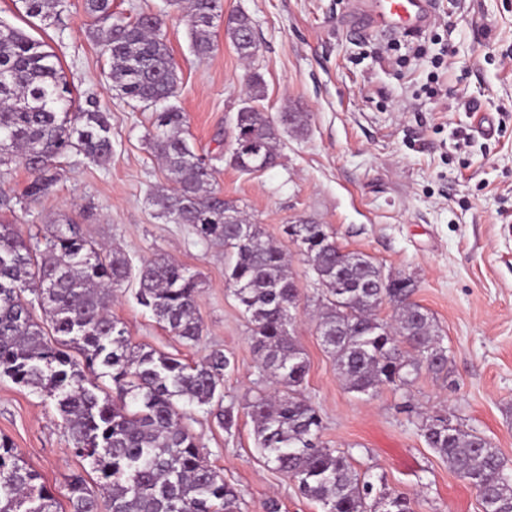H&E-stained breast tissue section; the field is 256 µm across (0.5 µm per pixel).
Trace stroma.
<instances>
[{
	"label": "stroma",
	"instance_id": "35a3bbf8",
	"mask_svg": "<svg viewBox=\"0 0 512 512\" xmlns=\"http://www.w3.org/2000/svg\"><path fill=\"white\" fill-rule=\"evenodd\" d=\"M367 8V0H224L225 13L250 16L258 51L240 58L219 25L201 60L183 12L167 0H112L113 11L130 18L162 16L190 142L213 165L216 188L289 263L301 292L293 334L309 361L303 391L321 414L322 442L351 452L355 468L386 490L408 494L415 512H481L475 491L427 446L419 426L425 416L448 417L486 436L512 468V0H438L421 34L360 31ZM0 20L47 44L74 95H93L111 112L113 146L104 163L60 158L56 184L36 201L23 195L31 175L21 163L0 169V224L40 238L70 222L133 263L164 256L197 273L204 333L195 345L137 304L136 282L117 291L112 314L145 349L188 364L215 350L230 357L223 394L240 409L236 427L225 431L198 408L190 428L207 463L238 490L241 512H267L271 499L280 512H320L258 453L243 407L273 383L259 374L224 249L200 241L190 225L155 217L148 197L166 172L145 140L151 114L109 88L108 56L87 34L84 0H66L49 28L0 0ZM255 74L269 113L304 112L308 126L282 135L275 166L247 175L228 162L230 120ZM479 111L490 113L492 134L477 129ZM301 222L327 225L344 250L413 279V299L433 315L448 350L447 374L424 368L406 389L386 387L371 398L347 389L315 331L320 287L284 233ZM0 438L57 498L72 473L96 489V474L74 456L50 400L6 376Z\"/></svg>",
	"mask_w": 512,
	"mask_h": 512
}]
</instances>
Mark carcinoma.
Returning <instances> with one entry per match:
<instances>
[{
  "mask_svg": "<svg viewBox=\"0 0 512 512\" xmlns=\"http://www.w3.org/2000/svg\"><path fill=\"white\" fill-rule=\"evenodd\" d=\"M28 18L58 21L62 0H16ZM184 4L191 48L202 60L214 49V28L224 0H173ZM90 34L109 55L107 78L123 98L152 110L145 138L167 171V183L149 197L157 217L188 224L203 241L224 246L231 293L251 328L263 375L277 394L259 392L245 404L267 463L293 481L322 512H414L404 493L371 498L375 485L352 465L346 450L320 441L322 419L304 396L309 364L290 327L300 293L283 252L236 205L212 187L213 168L190 146L177 98L179 76L161 33L162 19L142 14L125 20L112 0H84ZM224 34L238 55L257 52L251 18L227 16ZM260 77L249 79L247 101L232 119L230 163L258 147L268 166L277 163L281 129L301 133L303 112L266 114ZM112 115L93 100L76 104L57 56L20 28L0 21V168L19 159L32 179L24 196L37 200L57 180L56 159L75 153L93 161L112 155ZM323 287L316 333L350 391L373 396L384 386L412 385L422 368L447 371L433 316L408 302L414 283L405 278L384 288L380 266L361 252L338 266L334 233L324 224H289ZM135 278L139 304L174 336L195 344L204 326L198 311L199 275L164 257L147 260L137 274L120 250L97 247L68 224L57 226L45 249L14 224H0V373L56 401L75 456L88 462L109 499L110 512H237L239 492L202 457L189 429L188 409L208 407L229 430L238 420L220 387L231 367L221 350L193 366L153 349L132 345L112 316V294ZM37 295L48 336L34 320ZM393 318L382 319L383 303ZM112 381L115 396L102 397L88 375ZM428 447L475 490L482 512H512V469L484 436L448 426V418L422 420ZM71 512H98V501L80 474L65 484ZM0 512H58L54 492L15 448L0 439Z\"/></svg>",
  "mask_w": 512,
  "mask_h": 512,
  "instance_id": "1",
  "label": "carcinoma"
}]
</instances>
